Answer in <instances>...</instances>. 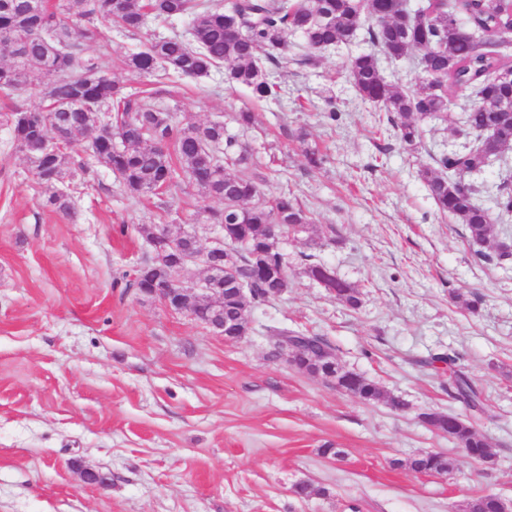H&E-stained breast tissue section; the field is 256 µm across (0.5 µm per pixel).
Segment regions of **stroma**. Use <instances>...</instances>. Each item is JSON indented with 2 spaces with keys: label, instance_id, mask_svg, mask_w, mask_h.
Instances as JSON below:
<instances>
[{
  "label": "stroma",
  "instance_id": "stroma-1",
  "mask_svg": "<svg viewBox=\"0 0 512 512\" xmlns=\"http://www.w3.org/2000/svg\"><path fill=\"white\" fill-rule=\"evenodd\" d=\"M188 26L153 20L131 35L104 20L90 53L132 98L181 123L254 112L255 127L237 137L266 166L265 193L293 191L336 239H284L287 291L251 307L248 336L225 340L127 285L146 257L140 225L190 231L210 247L196 190L135 200L101 165L94 181L66 182L71 209L56 211L5 118L12 103L39 106L40 89L0 97V512H460L474 494L512 499V258L480 263L477 243L416 176L457 136L427 119L418 149L404 150L342 68L361 42L310 66L301 37L289 36L269 67L286 91L277 101H256L220 71L191 80L122 66L147 39ZM326 95L337 121L316 109ZM301 132L325 154L321 169H306ZM308 254L359 289V309L306 274ZM454 292L479 294L478 311ZM283 328L325 337L386 399L362 403L271 358ZM437 353L456 356L483 387L477 427L493 464L430 475L404 467L422 452L460 455L421 420L462 411L442 370L424 364ZM85 469L107 485L86 484ZM301 483L309 497L296 494Z\"/></svg>",
  "mask_w": 512,
  "mask_h": 512
}]
</instances>
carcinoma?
<instances>
[{"mask_svg": "<svg viewBox=\"0 0 512 512\" xmlns=\"http://www.w3.org/2000/svg\"><path fill=\"white\" fill-rule=\"evenodd\" d=\"M30 0H0V47L9 61L0 63V96L11 97L32 84L48 97L40 108L14 107L8 113L13 141L34 142L52 133L69 145L89 140L91 156L109 168L132 198L167 191L185 183L196 188L204 204L196 211L198 224L224 225V237L237 241L235 260L224 263V274L248 289L244 298H224V319L238 324L241 334L250 329L249 307L274 299L281 280L288 277V262L281 244L271 242V226L297 236L313 224L297 198L283 193L268 198L266 175L248 147L238 143L222 122L179 124L172 112L155 109L130 98L123 86L102 69L86 51L101 38L99 20L106 18L128 31L139 32L147 18L187 17L184 35L150 40L126 60L140 74L171 72L190 79L208 77L216 68L253 98L277 99L283 88L268 77V64L288 51V35H300L306 48L327 51L361 40L368 49L346 58L345 69L365 102L385 113L400 144L416 148L417 121L437 120L456 126L458 135L473 145L431 157L417 176L436 207L466 226L477 243L494 232L492 211L512 215V169L500 178L493 206L485 203L488 188L459 182L461 172H480L497 154L512 153V87L502 75L512 65L502 61V50L512 31V0H419L411 14L406 0H233L224 10L209 0H57L43 5L42 14H30ZM407 59L431 72V78L410 89L388 77L381 58ZM465 86L475 104L460 115L448 112V90ZM112 112L110 144L99 138L101 109ZM31 174L49 191L46 203L69 210L62 186L77 175L92 177L86 163L73 167L64 151L28 158ZM217 199L216 209L207 201ZM305 272L349 309L360 304L359 291L337 278L325 265L305 256ZM182 271L146 258L127 287L146 285ZM218 308L207 304L188 308L194 320L210 324ZM448 366V394L471 414L485 410L483 391L462 370L455 358L434 355L427 361ZM349 394L363 402L385 397L382 389L362 374H355ZM425 417L454 437L466 457L478 461L491 454V442L467 416L427 413ZM415 472H452L456 459L425 453L409 459ZM462 512H494V496L482 494L465 502Z\"/></svg>", "mask_w": 512, "mask_h": 512, "instance_id": "obj_1", "label": "carcinoma"}]
</instances>
